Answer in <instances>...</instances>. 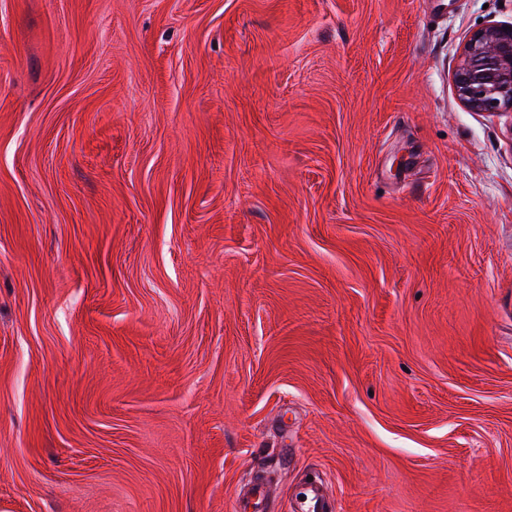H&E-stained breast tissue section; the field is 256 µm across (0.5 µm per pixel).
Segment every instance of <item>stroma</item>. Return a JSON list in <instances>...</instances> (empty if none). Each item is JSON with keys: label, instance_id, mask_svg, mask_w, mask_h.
Wrapping results in <instances>:
<instances>
[{"label": "stroma", "instance_id": "stroma-1", "mask_svg": "<svg viewBox=\"0 0 512 512\" xmlns=\"http://www.w3.org/2000/svg\"><path fill=\"white\" fill-rule=\"evenodd\" d=\"M512 0H0V512H512ZM455 83L460 100L469 108L512 109V26L474 33L463 47ZM274 498L271 480H254L247 488L236 494L233 502L235 512H267ZM294 512H333L334 497L322 481L303 482L295 495Z\"/></svg>", "mask_w": 512, "mask_h": 512}]
</instances>
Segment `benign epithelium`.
<instances>
[{
    "mask_svg": "<svg viewBox=\"0 0 512 512\" xmlns=\"http://www.w3.org/2000/svg\"><path fill=\"white\" fill-rule=\"evenodd\" d=\"M455 83L460 100L469 108L512 109V26L474 33L463 47Z\"/></svg>",
    "mask_w": 512,
    "mask_h": 512,
    "instance_id": "1",
    "label": "benign epithelium"
}]
</instances>
